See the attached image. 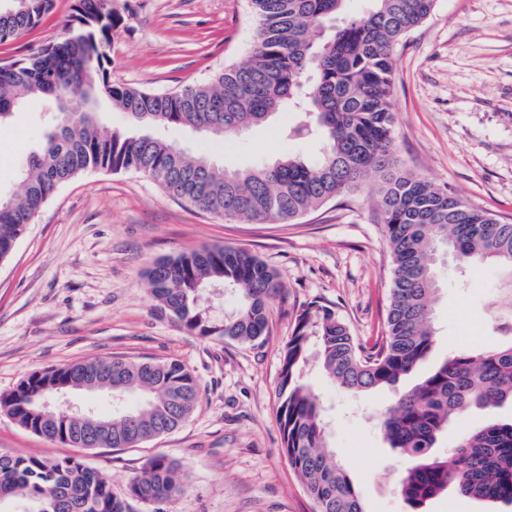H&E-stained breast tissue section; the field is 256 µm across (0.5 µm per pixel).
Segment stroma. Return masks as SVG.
<instances>
[{
    "mask_svg": "<svg viewBox=\"0 0 512 512\" xmlns=\"http://www.w3.org/2000/svg\"><path fill=\"white\" fill-rule=\"evenodd\" d=\"M74 0L36 30L0 45V64L57 40ZM123 22L112 40L113 82L149 92L207 83L246 63L255 48L248 0H113ZM397 157L403 169L448 187L470 205L512 222V0H436L431 16L394 50ZM295 113L232 138L204 139L182 127L159 136L244 168L316 143L286 140ZM40 112L0 125V193L21 189L26 151L46 128ZM377 178L294 224L224 220L170 198L135 171L88 170L61 185L0 262V395L34 371L114 355L177 359L200 384L198 404L176 431L134 448L74 449L0 412V455L78 456L126 496L130 480L159 456L181 465L185 490L158 504L128 499L129 512H317L282 453L276 386L281 350L297 314L333 308L362 341L385 333L392 259L378 224ZM245 249L284 285L268 333L243 343L187 331L161 311L147 272L161 258L206 245ZM497 268L449 269L434 304L430 356L396 385L365 395L340 390L309 363L307 379L332 422L331 443L365 512H409L396 477L407 465L387 448L377 417L397 394L457 350L507 344L489 304Z\"/></svg>",
    "mask_w": 512,
    "mask_h": 512,
    "instance_id": "1",
    "label": "stroma"
}]
</instances>
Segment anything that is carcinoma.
<instances>
[{"mask_svg":"<svg viewBox=\"0 0 512 512\" xmlns=\"http://www.w3.org/2000/svg\"><path fill=\"white\" fill-rule=\"evenodd\" d=\"M348 0H250L256 46L243 66H228L211 82L173 93H151L111 81L112 39L122 23L112 0H75L60 38L28 58L0 65V120L54 102L53 122L27 156L22 191L0 197V261L10 256L25 226L63 183L88 169L136 171L173 199L228 221L291 223L361 188L375 175L378 223L393 257V281L382 340L366 347L329 306L315 302L296 318L281 356L277 418L282 452L318 506V512H364L343 463L328 444L319 397L306 380L310 353L339 389L355 394L391 386L431 354L432 306L441 285L443 252L461 266L492 262L502 272L490 309L512 333V222L477 209L447 187L400 168L396 155L392 89L393 49L433 12L436 0H371L344 18L328 39L313 35L344 13ZM54 0H22L0 10V44L38 25ZM106 97L124 112L132 133L103 124L95 104ZM288 109L298 120L293 139L322 143L307 161L285 155L249 168L229 169L205 155H190L152 130L186 127L217 137L269 122ZM152 296L188 330L239 342L266 336L268 310L281 293L276 270L248 251L204 246L163 258L148 271ZM221 285L235 299L220 324L200 309L202 289ZM112 373V401H139L112 413L100 448H132L168 435L194 411L200 387L178 360L136 361L114 356L29 374L0 397V410L51 441L91 448L88 419L62 409H40L57 389L82 388L80 368ZM183 395L184 407L161 408ZM512 406V344L459 350L380 419L383 439L414 465L399 477L414 510L438 494L456 493L512 506V419H491L459 437L447 457L433 451L449 426L472 409ZM184 492L179 463L154 459L131 479L128 494L166 502ZM0 512H127L111 482L78 457L46 460L0 456Z\"/></svg>","mask_w":512,"mask_h":512,"instance_id":"cac0c4a2","label":"carcinoma"}]
</instances>
